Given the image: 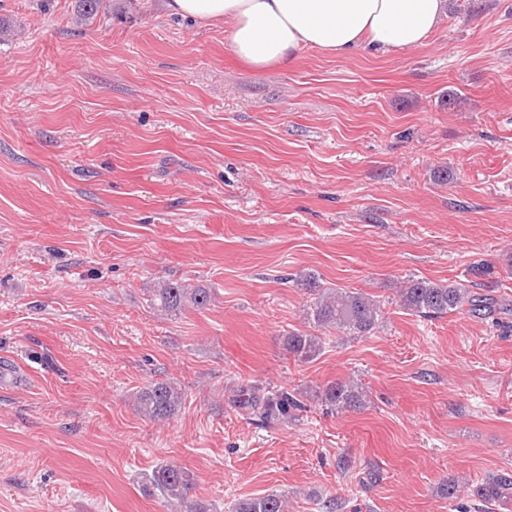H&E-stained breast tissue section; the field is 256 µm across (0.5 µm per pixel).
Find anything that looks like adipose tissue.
Returning a JSON list of instances; mask_svg holds the SVG:
<instances>
[{
    "label": "adipose tissue",
    "instance_id": "obj_1",
    "mask_svg": "<svg viewBox=\"0 0 512 512\" xmlns=\"http://www.w3.org/2000/svg\"><path fill=\"white\" fill-rule=\"evenodd\" d=\"M169 13L223 22L231 47L255 70L285 66L312 47L341 57L422 46L448 0H167Z\"/></svg>",
    "mask_w": 512,
    "mask_h": 512
}]
</instances>
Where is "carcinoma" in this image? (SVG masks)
Wrapping results in <instances>:
<instances>
[{"label": "carcinoma", "instance_id": "obj_1", "mask_svg": "<svg viewBox=\"0 0 512 512\" xmlns=\"http://www.w3.org/2000/svg\"><path fill=\"white\" fill-rule=\"evenodd\" d=\"M300 285L314 295L308 308L307 320L316 328H334L352 336L369 334L381 319L379 301L362 292H337L321 287L317 277H301ZM149 307L161 315L176 316L192 308L201 310L210 305L212 293L208 288L194 287L182 282L162 280L149 289ZM399 305L418 316L440 317L468 307L479 317L489 313L491 302L468 288L428 279H409L398 290ZM286 352L300 361L316 359L322 351V338L309 333L290 332L284 336ZM328 408L337 412L363 405L365 394L359 386L334 381L315 392ZM185 402V390L175 380L155 381L136 392L134 404L144 418L160 422L174 416ZM230 403L244 415L262 422L286 423L305 409V404L286 389L260 385L238 387ZM144 492L156 496L182 512H213V506L193 499L195 474L176 462L166 461L144 471L139 477ZM481 503L508 507L512 503V469H502L486 476L470 490ZM235 512H287L286 497L279 493L244 499L235 505Z\"/></svg>", "mask_w": 512, "mask_h": 512}]
</instances>
